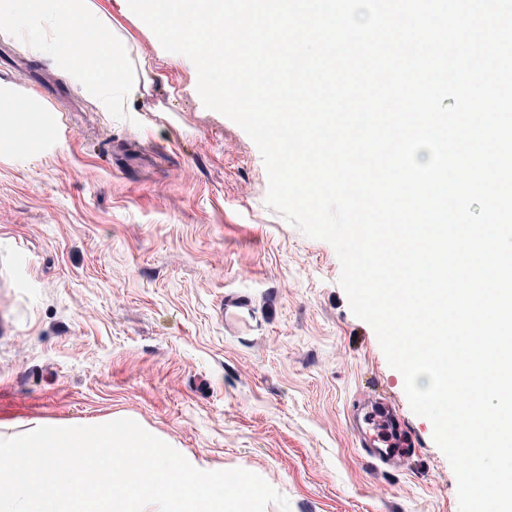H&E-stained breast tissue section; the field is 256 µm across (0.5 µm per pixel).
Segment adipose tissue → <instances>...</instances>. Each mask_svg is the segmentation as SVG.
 <instances>
[{
  "label": "adipose tissue",
  "instance_id": "1",
  "mask_svg": "<svg viewBox=\"0 0 512 512\" xmlns=\"http://www.w3.org/2000/svg\"><path fill=\"white\" fill-rule=\"evenodd\" d=\"M9 13L23 27H47L49 36L38 45L39 55L65 68L72 81L90 96L102 111H112L126 92V49L114 37L112 25L92 0H0V13ZM101 34L93 57L75 62L61 40V32Z\"/></svg>",
  "mask_w": 512,
  "mask_h": 512
}]
</instances>
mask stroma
I'll return each instance as SVG.
<instances>
[{
    "mask_svg": "<svg viewBox=\"0 0 512 512\" xmlns=\"http://www.w3.org/2000/svg\"><path fill=\"white\" fill-rule=\"evenodd\" d=\"M132 74L101 111L0 14V82L57 127L41 151L0 120V438L130 418L203 471L243 468L290 512H459L457 481L328 242L265 202L246 132L206 108L197 72L127 0H93ZM252 327L224 328L225 294ZM392 408L413 453L369 463L358 413Z\"/></svg>",
    "mask_w": 512,
    "mask_h": 512,
    "instance_id": "obj_1",
    "label": "stroma"
}]
</instances>
